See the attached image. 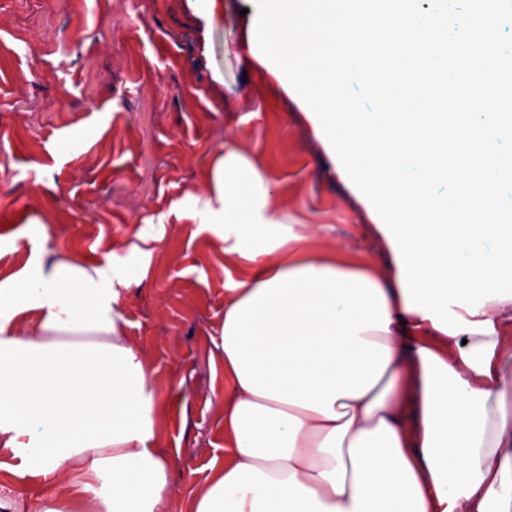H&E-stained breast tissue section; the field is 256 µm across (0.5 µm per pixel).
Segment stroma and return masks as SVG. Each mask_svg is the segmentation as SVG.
I'll return each mask as SVG.
<instances>
[{
    "mask_svg": "<svg viewBox=\"0 0 512 512\" xmlns=\"http://www.w3.org/2000/svg\"><path fill=\"white\" fill-rule=\"evenodd\" d=\"M248 0H0V275L40 252L102 268L165 416L154 446L180 507L224 461V244L198 198L232 145L278 184L276 213L318 249L383 265L382 237L301 107L245 44ZM0 447L6 512L42 478Z\"/></svg>",
    "mask_w": 512,
    "mask_h": 512,
    "instance_id": "obj_1",
    "label": "stroma"
}]
</instances>
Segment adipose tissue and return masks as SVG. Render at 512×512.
Listing matches in <instances>:
<instances>
[{"label": "adipose tissue", "mask_w": 512, "mask_h": 512, "mask_svg": "<svg viewBox=\"0 0 512 512\" xmlns=\"http://www.w3.org/2000/svg\"><path fill=\"white\" fill-rule=\"evenodd\" d=\"M199 204L244 265L224 284V464L193 512H512V300L451 336L388 277L278 231L277 184L228 146ZM153 388L102 269L0 278V446L43 477L40 512H172ZM102 494L86 501L93 485Z\"/></svg>", "instance_id": "1"}]
</instances>
